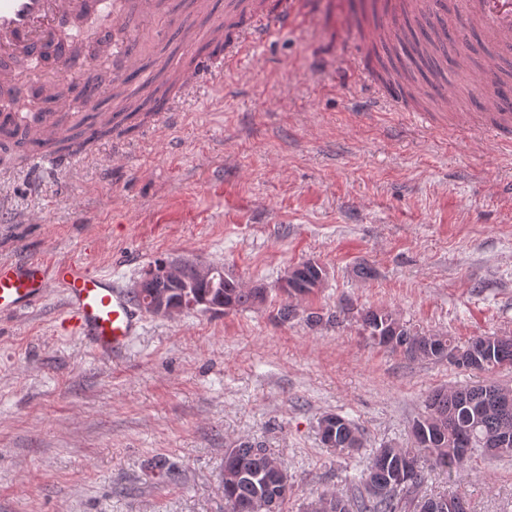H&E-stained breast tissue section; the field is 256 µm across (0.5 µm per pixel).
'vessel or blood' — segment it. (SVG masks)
Wrapping results in <instances>:
<instances>
[{
    "mask_svg": "<svg viewBox=\"0 0 512 512\" xmlns=\"http://www.w3.org/2000/svg\"><path fill=\"white\" fill-rule=\"evenodd\" d=\"M155 0H0V99L30 96L33 85L26 76L35 68L52 71L61 67L78 72L89 66L86 58L73 56L62 40L63 32L76 28L87 14L111 11V31L94 33V41L110 47L112 79L123 81L136 73L148 82V73L138 68L141 33L137 20L149 16ZM465 18L477 21L490 38L501 46L512 44V0H460ZM294 0H283L279 12L246 17L238 26L229 60L245 59L270 39L280 27L297 21ZM212 67L208 56H196L182 70V88L194 90L208 82ZM19 128H31L38 139L56 138L58 129L50 123L34 122L27 113H10ZM480 124L498 144L512 143V87H501L491 111L482 113ZM62 289L66 322L95 351L112 355L124 351L144 323V313L119 288L111 275L97 272L82 261L47 265L37 258L0 261V312H21L35 307L49 288Z\"/></svg>",
    "mask_w": 512,
    "mask_h": 512,
    "instance_id": "b4317fda",
    "label": "vessel or blood"
}]
</instances>
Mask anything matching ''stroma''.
I'll list each match as a JSON object with an SVG mask.
<instances>
[{
	"instance_id": "35a3bbf8",
	"label": "stroma",
	"mask_w": 512,
	"mask_h": 512,
	"mask_svg": "<svg viewBox=\"0 0 512 512\" xmlns=\"http://www.w3.org/2000/svg\"><path fill=\"white\" fill-rule=\"evenodd\" d=\"M299 22L247 62L219 60L170 125L125 137L126 167L104 171L111 140L33 186L0 169V261L81 259L131 291L160 257L224 265L268 290L227 314L146 316L118 356L64 325L53 289L37 307L0 314V512H224V452L236 439L279 456L292 488L284 512L321 494L352 498L347 480L376 448L415 445L413 422L433 390L489 373L411 360L366 339L363 308H387L419 332L457 344L512 336V149L486 142L481 96L492 74L448 63L425 87L451 89L457 112L435 130L375 109L351 76V0H298ZM225 0L163 10L147 71H177L187 34L204 36ZM322 264L321 288L288 322L275 319L287 269ZM370 278L356 276L359 266ZM338 313L316 326L308 313ZM327 414L353 420L362 445L340 457L320 440ZM182 473L157 480L156 460ZM456 494L469 512H512V458L474 451L459 474L429 473L414 500Z\"/></svg>"
}]
</instances>
